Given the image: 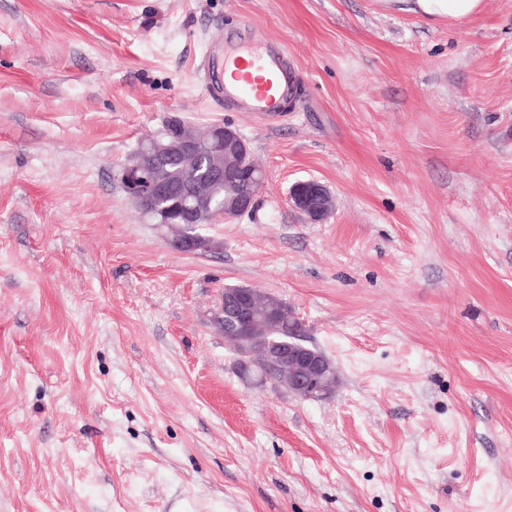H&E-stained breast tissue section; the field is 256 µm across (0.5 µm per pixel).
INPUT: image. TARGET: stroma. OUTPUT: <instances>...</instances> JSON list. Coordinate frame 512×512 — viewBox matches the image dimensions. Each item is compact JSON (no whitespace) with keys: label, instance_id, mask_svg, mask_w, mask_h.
I'll use <instances>...</instances> for the list:
<instances>
[{"label":"stroma","instance_id":"35a3bbf8","mask_svg":"<svg viewBox=\"0 0 512 512\" xmlns=\"http://www.w3.org/2000/svg\"><path fill=\"white\" fill-rule=\"evenodd\" d=\"M298 71L217 106L227 33ZM226 123L258 206L181 252L119 171ZM328 185L319 224L288 203ZM280 295L339 385L251 387L224 288ZM0 512H512V0L455 24L373 0H0Z\"/></svg>","mask_w":512,"mask_h":512}]
</instances>
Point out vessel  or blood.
<instances>
[{
  "instance_id": "obj_1",
  "label": "vessel or blood",
  "mask_w": 512,
  "mask_h": 512,
  "mask_svg": "<svg viewBox=\"0 0 512 512\" xmlns=\"http://www.w3.org/2000/svg\"><path fill=\"white\" fill-rule=\"evenodd\" d=\"M224 63L242 73L236 86L224 94L225 108L239 112H276L298 79L287 51L280 46H228L224 49Z\"/></svg>"
}]
</instances>
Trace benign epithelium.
Returning <instances> with one entry per match:
<instances>
[{"label": "benign epithelium", "mask_w": 512, "mask_h": 512, "mask_svg": "<svg viewBox=\"0 0 512 512\" xmlns=\"http://www.w3.org/2000/svg\"><path fill=\"white\" fill-rule=\"evenodd\" d=\"M240 141L228 125L216 124L205 130L182 120H168L155 138L142 142L122 166L119 174L129 199H150L157 205L143 211L151 224L193 226L207 219L215 224L241 217L253 210L264 172L252 161L225 153V144ZM227 180L240 183L236 194L227 200L214 199L219 185ZM181 203L176 210L160 205L162 201ZM289 203L307 214L313 223L322 222L334 208V197L327 185L318 180L294 183ZM175 244L190 250L215 248L200 235L186 234ZM257 310L252 292L238 287L226 288L221 295L216 321L234 352L240 374L255 375L263 384L269 373L278 374L285 391L302 400H318L333 393L336 368L325 354L296 340L267 336L262 340L261 361H256L248 335Z\"/></svg>", "instance_id": "benign-epithelium-1"}]
</instances>
